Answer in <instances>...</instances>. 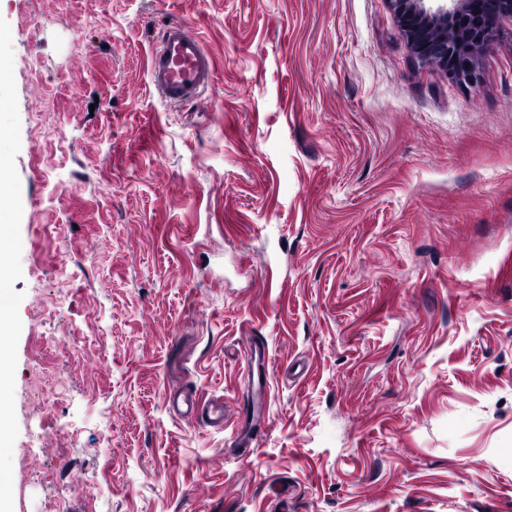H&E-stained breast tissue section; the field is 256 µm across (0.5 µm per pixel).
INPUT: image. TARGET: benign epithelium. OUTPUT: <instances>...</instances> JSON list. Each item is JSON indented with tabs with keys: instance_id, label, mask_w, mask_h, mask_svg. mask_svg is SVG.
Here are the masks:
<instances>
[{
	"instance_id": "benign-epithelium-1",
	"label": "benign epithelium",
	"mask_w": 512,
	"mask_h": 512,
	"mask_svg": "<svg viewBox=\"0 0 512 512\" xmlns=\"http://www.w3.org/2000/svg\"><path fill=\"white\" fill-rule=\"evenodd\" d=\"M388 2L415 59L438 65L448 80L460 84L477 82L465 44H485L491 35L488 20L512 15V0H448L435 9L425 0Z\"/></svg>"
}]
</instances>
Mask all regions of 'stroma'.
<instances>
[{"instance_id": "35a3bbf8", "label": "stroma", "mask_w": 512, "mask_h": 512, "mask_svg": "<svg viewBox=\"0 0 512 512\" xmlns=\"http://www.w3.org/2000/svg\"><path fill=\"white\" fill-rule=\"evenodd\" d=\"M476 68L387 0H0V512H512V16ZM251 341L241 448L169 399L243 411ZM154 92L171 107L198 101L212 84L214 60L200 38L179 20L162 32L149 59Z\"/></svg>"}]
</instances>
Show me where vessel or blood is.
Here are the masks:
<instances>
[{
	"label": "vessel or blood",
	"mask_w": 512,
	"mask_h": 512,
	"mask_svg": "<svg viewBox=\"0 0 512 512\" xmlns=\"http://www.w3.org/2000/svg\"><path fill=\"white\" fill-rule=\"evenodd\" d=\"M214 60L200 38L179 20L162 32L149 59V78L154 92L170 106L180 107L198 101L212 84ZM185 416L209 426L225 421L227 410L221 400L185 402Z\"/></svg>",
	"instance_id": "obj_1"
}]
</instances>
